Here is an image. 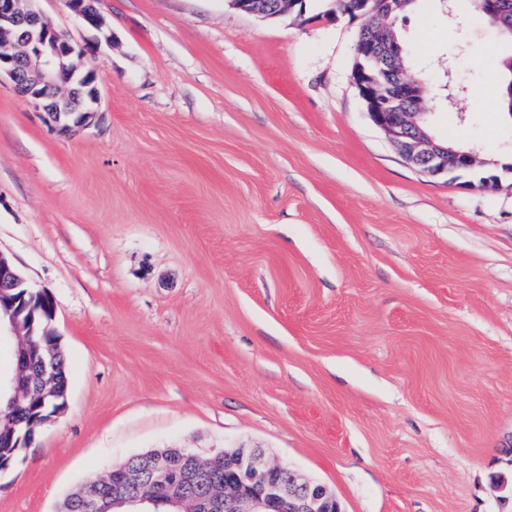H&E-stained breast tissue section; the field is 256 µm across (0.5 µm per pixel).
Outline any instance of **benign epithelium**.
<instances>
[{"mask_svg": "<svg viewBox=\"0 0 512 512\" xmlns=\"http://www.w3.org/2000/svg\"><path fill=\"white\" fill-rule=\"evenodd\" d=\"M33 0H0V77L7 76L17 93L43 109L59 131L74 136L97 115L99 78L77 60L91 48L73 42L44 21ZM84 25L103 30L97 0H64ZM249 15L270 16L290 11L296 0H229ZM402 0H372L359 13L363 19L355 46L351 82L371 122L384 132L401 158L429 176L454 181L485 165L474 149L455 147L429 131L428 112H413L423 101L421 84L401 64V49L388 36L392 14ZM51 323L56 316L53 296L30 290L10 257L0 252V337L17 341L16 363L0 377V395L8 396L16 418L0 422V448H26L34 440L35 423L60 415L66 404L54 401L57 377L54 356L60 340L46 330L47 353L26 341L34 335L36 316ZM224 455V486L197 501V512H341L336 497L322 484L302 479L293 469L272 462L262 448H233ZM143 464L112 479L111 490L84 484L73 498L83 512H109L129 505L131 512H157L164 503L177 507L202 476L204 462H185L177 451H154Z\"/></svg>", "mask_w": 512, "mask_h": 512, "instance_id": "obj_1", "label": "benign epithelium"}]
</instances>
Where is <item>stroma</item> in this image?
Here are the masks:
<instances>
[{
    "label": "stroma",
    "mask_w": 512,
    "mask_h": 512,
    "mask_svg": "<svg viewBox=\"0 0 512 512\" xmlns=\"http://www.w3.org/2000/svg\"><path fill=\"white\" fill-rule=\"evenodd\" d=\"M45 20L101 79L74 137L0 79V252L56 302L68 406L0 473L57 512L155 448L260 447L342 512H506L512 181L417 172L350 73L362 21L226 0H64ZM433 133L512 161L489 82L512 53L472 0L395 19ZM64 2L67 8L83 21L84 25L99 31L105 27V20L95 6L97 0H64ZM239 11L249 15L282 14L294 7L297 0H228ZM293 4V5H292Z\"/></svg>",
    "instance_id": "obj_1"
}]
</instances>
